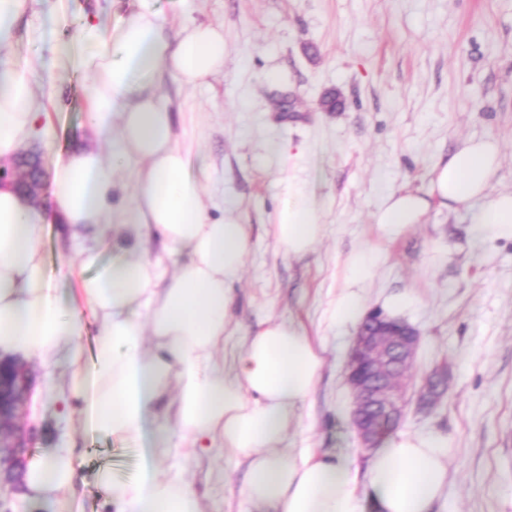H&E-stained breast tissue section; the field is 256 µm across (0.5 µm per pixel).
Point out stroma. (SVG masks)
<instances>
[{
	"label": "stroma",
	"instance_id": "35a3bbf8",
	"mask_svg": "<svg viewBox=\"0 0 512 512\" xmlns=\"http://www.w3.org/2000/svg\"><path fill=\"white\" fill-rule=\"evenodd\" d=\"M142 2L172 29L203 22L224 30L222 71L193 88L165 79L158 90L203 185L208 218H233L249 235L224 349L240 348L269 319L302 325L323 364L308 428L285 445L367 456L351 427L344 379L358 325L330 324L326 313L344 284L346 256L375 238L372 215L386 192L427 189L436 163L460 141L496 140L490 190L512 191V0H32L14 52L30 63L33 101L52 133L37 146L47 166L97 142L87 123L93 74L58 62L57 47L88 19L109 32ZM329 91L342 99L341 111L321 110ZM285 97L295 99L294 111H279ZM292 180L310 191L323 226L303 257L285 255L273 230ZM41 247L47 275L65 290L103 271L70 265L65 225H43ZM384 250L363 291L367 310L411 295L401 317L423 337L414 372L444 362L450 373L441 404L430 413L409 409L399 426L448 439V487L437 512H512V241H477L467 213L434 209ZM28 368L35 390L19 423L32 436L30 454L74 448L75 491L51 503L18 494L0 505L108 512L99 474L134 479L139 449L79 427L80 399L56 402L64 366ZM223 465L220 484L205 481L202 463L188 476L216 512H237L243 472L231 458Z\"/></svg>",
	"mask_w": 512,
	"mask_h": 512
}]
</instances>
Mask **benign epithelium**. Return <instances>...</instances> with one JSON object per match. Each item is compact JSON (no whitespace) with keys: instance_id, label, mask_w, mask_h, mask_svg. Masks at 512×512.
I'll use <instances>...</instances> for the list:
<instances>
[{"instance_id":"7a95c632","label":"benign epithelium","mask_w":512,"mask_h":512,"mask_svg":"<svg viewBox=\"0 0 512 512\" xmlns=\"http://www.w3.org/2000/svg\"><path fill=\"white\" fill-rule=\"evenodd\" d=\"M24 170L0 166V181L8 179L30 197L37 196L44 168L40 158L23 162ZM421 344L420 332L400 319H391L380 311L370 312L353 342L346 365L347 382L354 395L352 423L364 448H374L383 439L374 414L398 426L405 417L406 391L411 378L398 375L402 367L414 363ZM446 366L435 367L415 392L420 410L431 411L448 392ZM30 391L25 367L0 359V470L25 471L26 443L18 433L14 418Z\"/></svg>"}]
</instances>
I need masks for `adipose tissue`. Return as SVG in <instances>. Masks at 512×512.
<instances>
[{"mask_svg":"<svg viewBox=\"0 0 512 512\" xmlns=\"http://www.w3.org/2000/svg\"><path fill=\"white\" fill-rule=\"evenodd\" d=\"M29 6L30 0H0L5 161L43 132L29 64L11 51ZM76 40L93 71L88 121L107 147L72 150L57 161L51 208L11 184L0 186V355L65 364L71 382L56 387V399L79 398L91 429L143 449L137 478L116 482L111 471L101 472L110 512H203L186 467L219 448L247 463L238 512H434L448 485V440L441 435L388 437L362 465L344 453L283 448L289 429L302 423L323 363L301 327L268 322L232 359L224 357L230 285L245 263L246 230L233 219L207 217L203 186L175 138L170 107L156 93L162 76L191 88L221 70L223 29L191 23L173 33L142 6L121 17L109 36L88 22ZM499 155L495 140L467 139L435 165L426 192H388L373 215L376 244L345 259L329 321L339 325L361 314L362 290L384 258V244L423 223L431 208L468 212L477 239L512 240V192L489 191ZM132 160L141 164L134 193L117 212L118 173ZM51 217L68 225L82 267L98 264L103 236L120 241L104 272L82 285L101 325L88 366L79 349L80 317L43 269L40 228ZM150 231L164 241L152 258L139 253ZM274 232L286 255L315 247L322 227L301 188L289 187ZM75 475L74 450L56 449L49 460L29 463L25 495L52 501L71 490Z\"/></svg>","mask_w":512,"mask_h":512,"instance_id":"adipose-tissue-1","label":"adipose tissue"}]
</instances>
